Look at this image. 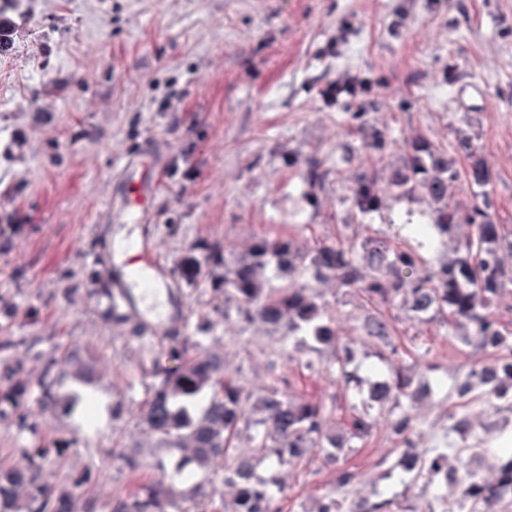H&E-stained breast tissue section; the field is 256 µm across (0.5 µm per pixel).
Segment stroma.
<instances>
[{"instance_id": "obj_1", "label": "stroma", "mask_w": 512, "mask_h": 512, "mask_svg": "<svg viewBox=\"0 0 512 512\" xmlns=\"http://www.w3.org/2000/svg\"><path fill=\"white\" fill-rule=\"evenodd\" d=\"M0 18L11 24L0 44V224L19 227L0 239V339L18 343L19 378L41 425L35 437L0 417V461L21 463V449L41 443L44 479H82L86 512L127 494L121 454L143 449L149 479L177 457L156 448L138 414L171 334L131 336L87 293L111 231L101 202L123 162L149 152L163 169L134 231L166 267L204 241L230 256L261 236L291 234L311 249L344 227L409 241L402 224L429 223L426 202L387 190L364 218L349 187L419 136L433 152L456 153L462 169L459 140L469 137L487 162L495 216L512 226V0H0ZM346 76L367 83L363 103L325 102L321 90ZM371 126L388 133L383 152L364 143ZM309 159L328 171L313 190ZM170 288L194 321L224 304L207 284ZM320 292L338 338L354 341L362 376L386 370L385 351L354 331L366 315L359 299L330 283ZM401 328L430 348L413 367L430 390L416 408L421 453L449 425L455 380L488 355L430 323ZM207 346L253 394L360 401L333 375L305 368L312 354L302 341L278 354L261 325L217 321ZM52 358L64 399L44 413L37 380ZM402 452L380 425L352 439L339 466L312 454L257 474L283 486L282 512H315L342 468L356 478L341 498L375 499Z\"/></svg>"}]
</instances>
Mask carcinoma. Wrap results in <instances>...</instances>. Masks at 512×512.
Returning a JSON list of instances; mask_svg holds the SVG:
<instances>
[{
    "label": "carcinoma",
    "mask_w": 512,
    "mask_h": 512,
    "mask_svg": "<svg viewBox=\"0 0 512 512\" xmlns=\"http://www.w3.org/2000/svg\"><path fill=\"white\" fill-rule=\"evenodd\" d=\"M386 131L371 128L365 133L366 147L383 149ZM460 147L472 158L471 181L487 182L484 160L471 140L464 137ZM456 158L449 156L431 164L424 140L416 139L403 159V170L394 188L402 195L423 191L433 202L431 223L423 225L429 248L445 246L448 255L437 265L415 249H404L385 235L375 233L359 238L340 233L336 239L319 243L311 252L302 251L291 237L261 238L247 256L227 257L219 241L192 246L178 261L174 275L191 284L207 279L212 288L224 293V302L235 305L240 321L262 322L284 328L288 339L307 336L310 350L319 353L332 348L326 370L335 375L343 391H358L361 378L353 367L356 350L339 340L331 326L332 316L317 300L316 284L333 279L341 288L363 294L372 313L361 326L362 336L387 343L397 332L396 309L406 315L434 321L448 336L467 325L463 342L494 356L492 367L474 368L453 385L452 392L466 407L484 398L498 397L512 386V332L504 330L490 310L494 299L512 293V270L499 258L502 247L512 248V231L494 221L486 202L475 201L461 209L448 192L458 180ZM375 171L364 170L354 178L350 191L352 207L362 216L381 208ZM210 322L201 323L191 336L176 341L166 353L168 363H154L158 381L147 390L140 406L141 419L155 433L161 447L179 452L169 476L149 479L135 491L108 504V512H199L190 498L185 507L174 510V487L194 479L202 470L232 459L231 469L244 470L253 462L276 467L303 455L305 449L325 450L323 431L329 416L326 406L295 393L272 391L250 402L238 376L224 369V360L208 353L206 341ZM413 377L406 363L394 364L388 374L370 383L362 407H351L345 425L352 436L369 434L384 418L391 436L405 448L413 447L417 429L409 400ZM62 379L56 361L49 360L38 380L40 405L50 411L61 396ZM13 412L20 427L32 435L39 432L29 422L25 386L13 379V369L0 371V415ZM251 431L252 452L232 456L242 429ZM470 433L475 443L470 450L481 454V432L468 416L451 424L449 430ZM450 434L424 453H406L398 460L405 489L425 480L433 498L448 505V512H498L505 503L502 491L512 486V453L498 457L496 475L486 482L474 477L460 487L448 480V455H460ZM23 470L0 464V512H12L11 503L22 487L26 493L24 512H77L74 508L79 480L51 483L41 478L45 458L38 448L26 450ZM282 487L261 481L250 492L249 512H281ZM398 494L387 488L374 501L361 503V512H409L397 501ZM317 512H348L345 500L323 496Z\"/></svg>",
    "instance_id": "obj_1"
}]
</instances>
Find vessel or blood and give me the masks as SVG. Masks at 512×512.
<instances>
[{
    "mask_svg": "<svg viewBox=\"0 0 512 512\" xmlns=\"http://www.w3.org/2000/svg\"><path fill=\"white\" fill-rule=\"evenodd\" d=\"M116 191L107 193L103 210L122 224H134L148 212L161 182L152 160L125 164L116 174ZM172 269L161 266L144 242L120 241L110 249L101 287L111 289L114 315L126 319L143 336H155L183 324L177 311H160L156 298L164 293Z\"/></svg>",
    "mask_w": 512,
    "mask_h": 512,
    "instance_id": "vessel-or-blood-1",
    "label": "vessel or blood"
}]
</instances>
